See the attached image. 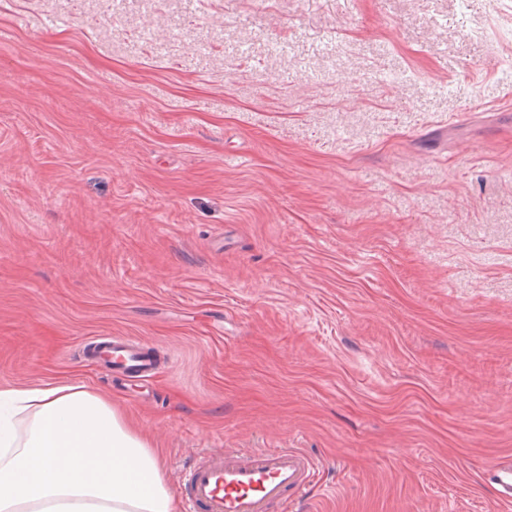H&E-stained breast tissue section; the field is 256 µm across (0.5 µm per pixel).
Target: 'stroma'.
<instances>
[{
    "mask_svg": "<svg viewBox=\"0 0 512 512\" xmlns=\"http://www.w3.org/2000/svg\"><path fill=\"white\" fill-rule=\"evenodd\" d=\"M72 379L180 496L302 448L276 512H512V0H0V389ZM107 347L111 356L112 372L124 376L148 377L161 369V358L140 343L121 336H108L102 341L92 340L84 345L83 352L100 360L98 353ZM494 483L498 486L496 491L498 499L502 503L512 501V457L499 459L493 468Z\"/></svg>",
    "mask_w": 512,
    "mask_h": 512,
    "instance_id": "stroma-1",
    "label": "stroma"
}]
</instances>
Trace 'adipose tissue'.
<instances>
[{
  "label": "adipose tissue",
  "mask_w": 512,
  "mask_h": 512,
  "mask_svg": "<svg viewBox=\"0 0 512 512\" xmlns=\"http://www.w3.org/2000/svg\"><path fill=\"white\" fill-rule=\"evenodd\" d=\"M0 512H180L156 452L79 380L0 389Z\"/></svg>",
  "instance_id": "obj_1"
}]
</instances>
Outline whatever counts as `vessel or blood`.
I'll return each instance as SVG.
<instances>
[{"instance_id": "vessel-or-blood-1", "label": "vessel or blood", "mask_w": 512, "mask_h": 512, "mask_svg": "<svg viewBox=\"0 0 512 512\" xmlns=\"http://www.w3.org/2000/svg\"><path fill=\"white\" fill-rule=\"evenodd\" d=\"M107 351L113 372L147 377L161 368V359L140 343L120 336L84 345L87 355ZM319 467L298 448L243 451L226 448L192 466L183 477L191 512H273L290 498H302L316 483ZM500 502L512 501V457L499 459L493 468Z\"/></svg>"}]
</instances>
